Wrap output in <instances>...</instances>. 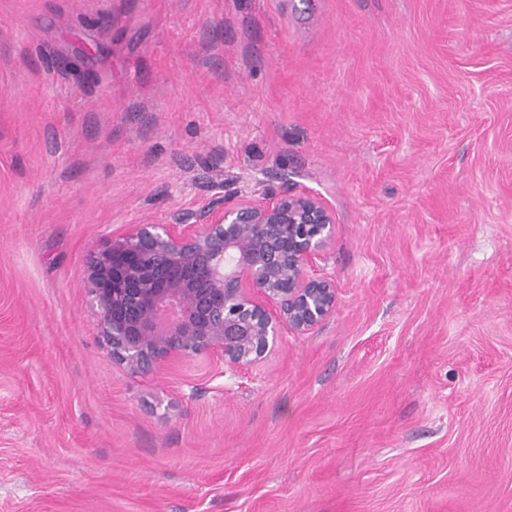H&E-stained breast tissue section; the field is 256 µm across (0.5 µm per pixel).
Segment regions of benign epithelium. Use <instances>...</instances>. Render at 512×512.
<instances>
[{
	"label": "benign epithelium",
	"mask_w": 512,
	"mask_h": 512,
	"mask_svg": "<svg viewBox=\"0 0 512 512\" xmlns=\"http://www.w3.org/2000/svg\"><path fill=\"white\" fill-rule=\"evenodd\" d=\"M334 230L321 196L269 185L129 224L87 263L101 335L132 372L200 355L247 369L334 311L333 280L309 274Z\"/></svg>",
	"instance_id": "benign-epithelium-1"
}]
</instances>
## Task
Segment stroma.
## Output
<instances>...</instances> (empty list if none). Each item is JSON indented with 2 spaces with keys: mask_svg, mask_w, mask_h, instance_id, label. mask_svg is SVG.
<instances>
[{
  "mask_svg": "<svg viewBox=\"0 0 512 512\" xmlns=\"http://www.w3.org/2000/svg\"><path fill=\"white\" fill-rule=\"evenodd\" d=\"M263 184L332 315L119 364L91 250ZM0 512H512V0H0Z\"/></svg>",
  "mask_w": 512,
  "mask_h": 512,
  "instance_id": "35a3bbf8",
  "label": "stroma"
}]
</instances>
